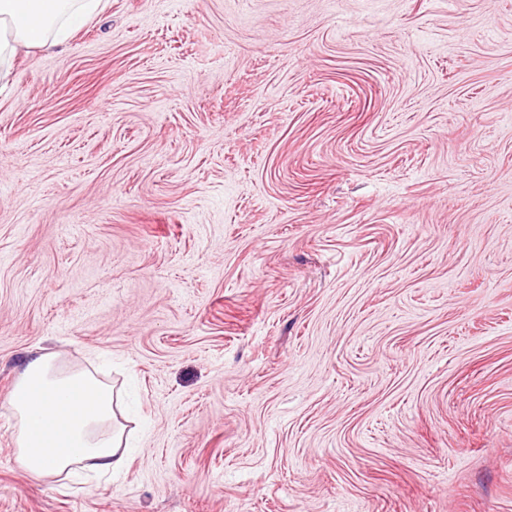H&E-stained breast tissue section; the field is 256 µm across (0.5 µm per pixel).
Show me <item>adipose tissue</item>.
<instances>
[{
  "label": "adipose tissue",
  "instance_id": "adipose-tissue-1",
  "mask_svg": "<svg viewBox=\"0 0 512 512\" xmlns=\"http://www.w3.org/2000/svg\"><path fill=\"white\" fill-rule=\"evenodd\" d=\"M99 8L100 0H0V81L8 78L20 48L57 47ZM9 402L17 460L29 473L107 475L122 468L117 395L97 371L40 354L26 365Z\"/></svg>",
  "mask_w": 512,
  "mask_h": 512
}]
</instances>
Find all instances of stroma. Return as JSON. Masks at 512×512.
I'll return each instance as SVG.
<instances>
[{"instance_id": "1", "label": "stroma", "mask_w": 512, "mask_h": 512, "mask_svg": "<svg viewBox=\"0 0 512 512\" xmlns=\"http://www.w3.org/2000/svg\"><path fill=\"white\" fill-rule=\"evenodd\" d=\"M43 352L112 479L17 461ZM0 512H512V0H103L0 83ZM9 402L17 460L29 473L113 475L122 468L117 395L97 371L68 367L57 353L40 354L26 365Z\"/></svg>"}]
</instances>
